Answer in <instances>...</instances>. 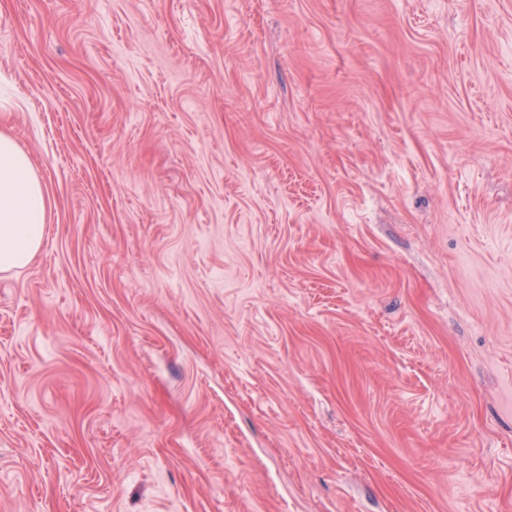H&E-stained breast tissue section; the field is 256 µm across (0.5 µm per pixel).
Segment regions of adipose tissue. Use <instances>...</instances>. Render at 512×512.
Segmentation results:
<instances>
[{
  "label": "adipose tissue",
  "instance_id": "ef3b65f1",
  "mask_svg": "<svg viewBox=\"0 0 512 512\" xmlns=\"http://www.w3.org/2000/svg\"><path fill=\"white\" fill-rule=\"evenodd\" d=\"M45 186L30 157L0 132V272L26 266L45 235Z\"/></svg>",
  "mask_w": 512,
  "mask_h": 512
}]
</instances>
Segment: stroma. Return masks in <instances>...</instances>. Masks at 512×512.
Here are the masks:
<instances>
[{
    "instance_id": "1",
    "label": "stroma",
    "mask_w": 512,
    "mask_h": 512,
    "mask_svg": "<svg viewBox=\"0 0 512 512\" xmlns=\"http://www.w3.org/2000/svg\"><path fill=\"white\" fill-rule=\"evenodd\" d=\"M0 130V512H512V0H0ZM45 186L30 157L0 132V272L26 266L45 235Z\"/></svg>"
}]
</instances>
